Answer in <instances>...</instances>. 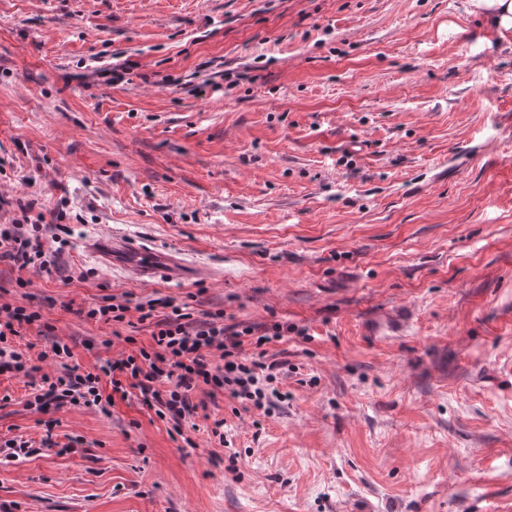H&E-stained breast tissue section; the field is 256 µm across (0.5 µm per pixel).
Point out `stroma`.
<instances>
[{
    "instance_id": "1",
    "label": "stroma",
    "mask_w": 512,
    "mask_h": 512,
    "mask_svg": "<svg viewBox=\"0 0 512 512\" xmlns=\"http://www.w3.org/2000/svg\"><path fill=\"white\" fill-rule=\"evenodd\" d=\"M0 197L71 229L52 276L0 263L44 371L151 345L107 295L292 329L270 413L203 384L179 434L134 389L46 429L0 373V512H512V32L467 0H0ZM104 263L129 271L141 280L192 278L195 267L185 263L176 255L165 252L154 241L125 240L113 236L98 241L91 247ZM102 300V304L84 311L86 318L105 324L125 323L126 314L130 311L127 302L119 301L115 296H105Z\"/></svg>"
}]
</instances>
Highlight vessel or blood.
<instances>
[{
  "mask_svg": "<svg viewBox=\"0 0 512 512\" xmlns=\"http://www.w3.org/2000/svg\"><path fill=\"white\" fill-rule=\"evenodd\" d=\"M93 249L104 263L129 271L141 280H170L195 275L194 266L165 252L150 240H126L115 236L94 243Z\"/></svg>",
  "mask_w": 512,
  "mask_h": 512,
  "instance_id": "1",
  "label": "vessel or blood"
}]
</instances>
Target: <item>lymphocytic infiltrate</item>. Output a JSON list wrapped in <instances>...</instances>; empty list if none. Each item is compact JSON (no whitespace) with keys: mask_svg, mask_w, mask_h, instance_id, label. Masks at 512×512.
Wrapping results in <instances>:
<instances>
[{"mask_svg":"<svg viewBox=\"0 0 512 512\" xmlns=\"http://www.w3.org/2000/svg\"><path fill=\"white\" fill-rule=\"evenodd\" d=\"M13 262L19 269L38 268L52 274L55 255L46 249L40 236L32 234L20 221L0 225V262ZM136 309L140 322L152 324L150 347L139 348L126 359L89 369L68 365L71 352L66 345L53 347L55 357L63 360L59 375L39 374L26 354L14 349L11 341L19 336L22 326L39 321V311L8 303L0 304V372H13L33 381L36 390L30 406L46 413L64 405L94 406L107 409L114 394L124 388L139 390L148 408L167 411L174 431L191 409L190 394L198 384L224 390L231 397L255 409L267 411L283 394L277 387L283 364L255 358L245 349L247 336H254L255 347L280 340L281 332L255 335L253 327L225 323L223 315L214 314L201 323L195 322L188 305L167 298H153L136 306L104 297L102 303L89 308L87 319L105 324L124 323L129 309ZM219 350L222 364L210 362L211 350ZM125 373V380L115 379V372ZM112 377V393L104 395L102 377Z\"/></svg>","mask_w":512,"mask_h":512,"instance_id":"lymphocytic-infiltrate-1","label":"lymphocytic infiltrate"}]
</instances>
